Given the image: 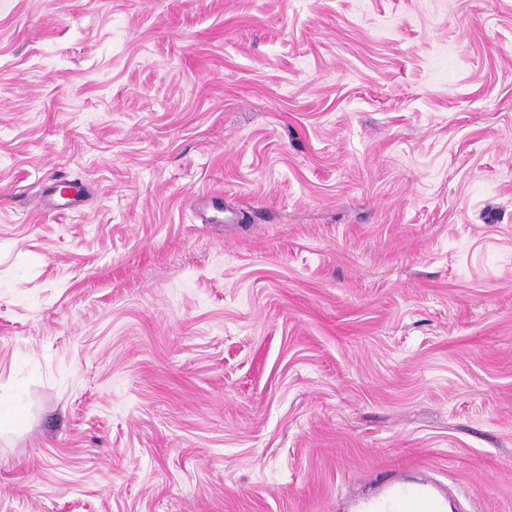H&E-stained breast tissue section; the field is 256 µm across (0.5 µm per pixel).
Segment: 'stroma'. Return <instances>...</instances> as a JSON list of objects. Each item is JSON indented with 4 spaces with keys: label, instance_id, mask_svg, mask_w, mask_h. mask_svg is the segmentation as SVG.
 <instances>
[{
    "label": "stroma",
    "instance_id": "obj_1",
    "mask_svg": "<svg viewBox=\"0 0 512 512\" xmlns=\"http://www.w3.org/2000/svg\"><path fill=\"white\" fill-rule=\"evenodd\" d=\"M0 411V512H512V0H0ZM389 476L376 495L356 504L358 512H446L447 500L436 484L409 485L396 472Z\"/></svg>",
    "mask_w": 512,
    "mask_h": 512
}]
</instances>
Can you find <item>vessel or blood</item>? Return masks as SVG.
I'll return each mask as SVG.
<instances>
[{"instance_id": "obj_1", "label": "vessel or blood", "mask_w": 512, "mask_h": 512, "mask_svg": "<svg viewBox=\"0 0 512 512\" xmlns=\"http://www.w3.org/2000/svg\"><path fill=\"white\" fill-rule=\"evenodd\" d=\"M359 512H446L447 500L434 483L409 485L397 475L384 478L379 492L358 502Z\"/></svg>"}]
</instances>
